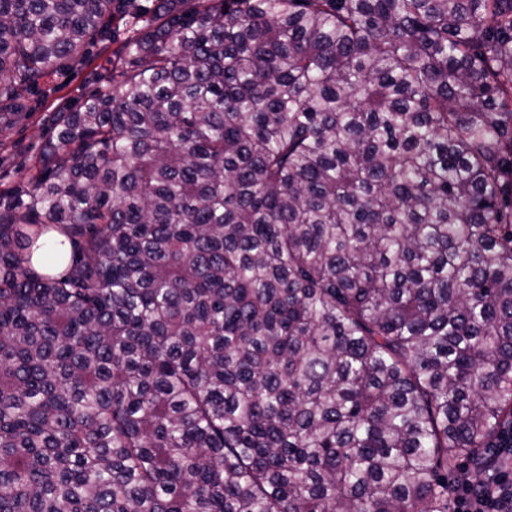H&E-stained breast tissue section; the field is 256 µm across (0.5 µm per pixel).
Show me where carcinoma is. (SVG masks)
Segmentation results:
<instances>
[{
	"instance_id": "obj_1",
	"label": "carcinoma",
	"mask_w": 512,
	"mask_h": 512,
	"mask_svg": "<svg viewBox=\"0 0 512 512\" xmlns=\"http://www.w3.org/2000/svg\"><path fill=\"white\" fill-rule=\"evenodd\" d=\"M160 0L0 193V512H453L512 428V0ZM112 0H0V102Z\"/></svg>"
}]
</instances>
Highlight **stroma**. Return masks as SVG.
<instances>
[{"instance_id": "1", "label": "stroma", "mask_w": 512, "mask_h": 512, "mask_svg": "<svg viewBox=\"0 0 512 512\" xmlns=\"http://www.w3.org/2000/svg\"><path fill=\"white\" fill-rule=\"evenodd\" d=\"M127 38L123 21L108 22L103 33L90 38L83 60H64L41 79L39 91L20 93L16 111L0 112V192L28 183L57 113L76 109L111 82Z\"/></svg>"}]
</instances>
